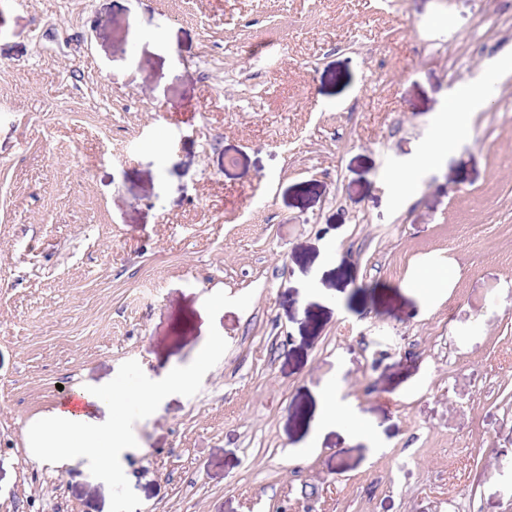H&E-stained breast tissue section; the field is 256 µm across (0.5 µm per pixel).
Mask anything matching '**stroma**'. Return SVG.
<instances>
[{"label":"stroma","mask_w":512,"mask_h":512,"mask_svg":"<svg viewBox=\"0 0 512 512\" xmlns=\"http://www.w3.org/2000/svg\"><path fill=\"white\" fill-rule=\"evenodd\" d=\"M509 53L512 0H0V512H512ZM211 338L121 477L33 447ZM331 380L383 453L301 455ZM484 88L472 81L459 83L448 98V113H442L438 120L435 138L425 142L416 157V166L421 169H435L448 156V145L462 139L469 132L472 112H478L484 105Z\"/></svg>","instance_id":"35a3bbf8"}]
</instances>
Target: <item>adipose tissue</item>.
<instances>
[{"mask_svg":"<svg viewBox=\"0 0 512 512\" xmlns=\"http://www.w3.org/2000/svg\"><path fill=\"white\" fill-rule=\"evenodd\" d=\"M484 98L481 84L468 81L456 86L448 99L446 113L438 120L436 137L425 142L418 151V168L433 169L443 163L448 155L449 144L468 133L470 115L483 107ZM214 346V341L204 342L190 363L171 365L160 376L135 386L115 385L96 394L79 393L78 406L58 409L40 431L44 457L51 461L64 456H81L93 467L115 472L123 451L132 444V435L122 415L123 410L134 405L148 414L172 391L189 388L198 368L210 362ZM316 398L318 409L308 441L309 449H316L324 435L331 431L340 432L343 437L352 440L368 441L373 438L370 425L336 382L324 384ZM91 403L112 409L113 416L106 432L89 429L86 409Z\"/></svg>","mask_w":512,"mask_h":512,"instance_id":"1","label":"adipose tissue"}]
</instances>
